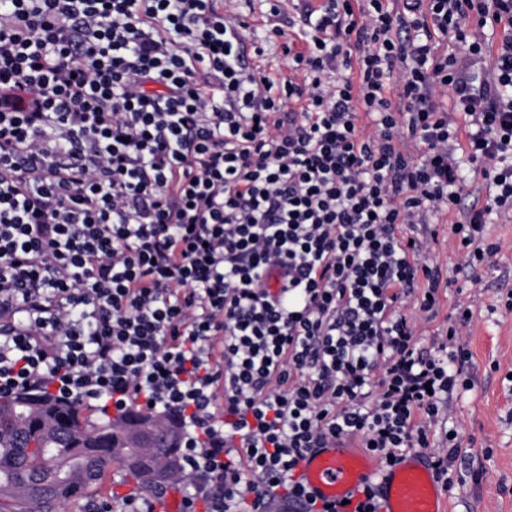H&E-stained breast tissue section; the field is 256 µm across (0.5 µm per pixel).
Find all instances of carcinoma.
<instances>
[{
    "mask_svg": "<svg viewBox=\"0 0 512 512\" xmlns=\"http://www.w3.org/2000/svg\"><path fill=\"white\" fill-rule=\"evenodd\" d=\"M71 427L58 429V412ZM143 416L82 419L81 404H59L40 394L5 398L0 404V512H63L77 484L102 488L104 470L122 464L146 490L162 488L151 474L167 469L180 433L170 420L153 416L155 443L141 448L130 433Z\"/></svg>",
    "mask_w": 512,
    "mask_h": 512,
    "instance_id": "carcinoma-1",
    "label": "carcinoma"
}]
</instances>
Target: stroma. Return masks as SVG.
Returning <instances> with one entry per match:
<instances>
[{
  "label": "stroma",
  "instance_id": "stroma-1",
  "mask_svg": "<svg viewBox=\"0 0 512 512\" xmlns=\"http://www.w3.org/2000/svg\"><path fill=\"white\" fill-rule=\"evenodd\" d=\"M278 16H271V7ZM244 26L245 63L257 73L279 82L293 70L283 52L287 41L304 49L302 35L309 0H230L228 4ZM458 212L442 213L431 219L436 233L433 259L448 270L453 283L439 292L438 313L422 326L421 346H428L433 332L448 322L458 304L470 305L473 318L464 333L470 352L465 375L468 389L453 398V422L458 431L460 449L453 463L459 482L446 490L449 512H512V309L503 295L512 290V218H493L484 228V236L500 242L502 254L497 270L482 274L483 285L471 287L451 233ZM112 490L103 495L91 493L77 500L68 512H88L89 506L110 504L112 512H124L127 496H142L143 491L123 469L111 478Z\"/></svg>",
  "mask_w": 512,
  "mask_h": 512
}]
</instances>
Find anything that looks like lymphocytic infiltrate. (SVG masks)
Segmentation results:
<instances>
[{
	"label": "lymphocytic infiltrate",
	"mask_w": 512,
	"mask_h": 512,
	"mask_svg": "<svg viewBox=\"0 0 512 512\" xmlns=\"http://www.w3.org/2000/svg\"><path fill=\"white\" fill-rule=\"evenodd\" d=\"M306 25L302 79L277 83L245 69L214 0H0V396L174 416L182 512L279 493L376 512L377 483L349 508L294 477L355 437L382 467L421 448L458 479L472 312L419 345L443 279L428 224L461 210L457 250L497 268L512 0H326Z\"/></svg>",
	"instance_id": "1"
}]
</instances>
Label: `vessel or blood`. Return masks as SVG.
Here are the masks:
<instances>
[{
  "label": "vessel or blood",
  "mask_w": 512,
  "mask_h": 512,
  "mask_svg": "<svg viewBox=\"0 0 512 512\" xmlns=\"http://www.w3.org/2000/svg\"><path fill=\"white\" fill-rule=\"evenodd\" d=\"M295 475L318 501L358 500L371 480L381 486L378 512H446L428 461L408 456L388 469H380L365 450L339 444L305 454Z\"/></svg>",
  "instance_id": "1"
}]
</instances>
